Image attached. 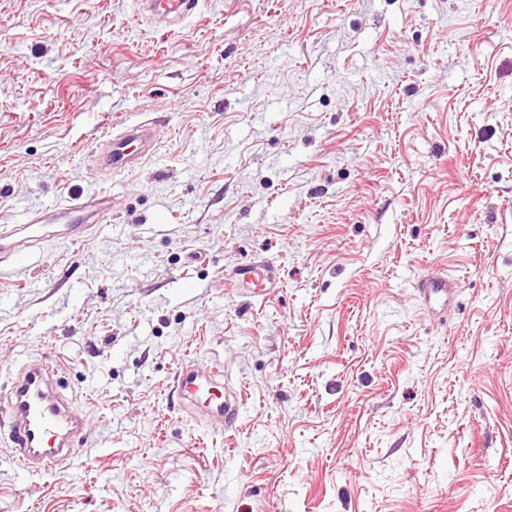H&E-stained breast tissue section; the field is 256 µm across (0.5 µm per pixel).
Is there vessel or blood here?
Here are the masks:
<instances>
[{
  "label": "vessel or blood",
  "instance_id": "1",
  "mask_svg": "<svg viewBox=\"0 0 512 512\" xmlns=\"http://www.w3.org/2000/svg\"><path fill=\"white\" fill-rule=\"evenodd\" d=\"M142 4L149 12L181 19L194 9L195 0H142ZM156 147L157 135L148 124L127 125L105 139L98 165L108 179L135 168ZM111 209L112 194L104 189L32 213L23 229L36 245L46 236L45 225L56 224L61 236L75 244L95 225L105 222ZM224 282L233 295L264 298L280 288L281 268L256 259L226 271ZM457 286L453 276L439 273L421 278L417 291L427 305L444 310ZM54 375V368L47 363L23 364L0 395L11 456L30 475L54 472L70 463L87 426L84 415L57 390ZM173 389L190 418L221 433L237 429L241 402L228 392L224 372L217 366L195 360L181 364L174 376Z\"/></svg>",
  "mask_w": 512,
  "mask_h": 512
}]
</instances>
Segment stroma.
<instances>
[{"label": "stroma", "instance_id": "stroma-1", "mask_svg": "<svg viewBox=\"0 0 512 512\" xmlns=\"http://www.w3.org/2000/svg\"><path fill=\"white\" fill-rule=\"evenodd\" d=\"M158 150L108 223L0 265V387L50 363L88 431L0 512H512V0H0V228ZM283 284L238 298L226 270ZM459 280L445 319L416 281ZM223 368L237 431L170 396ZM141 4L151 13L172 15L178 21L187 16L196 6L194 0H142ZM156 147L157 135L148 124L126 125L112 132L103 142L98 155L103 180H111L112 175L135 168L142 159L154 153ZM224 283L233 295L267 297L281 288V268L278 264L255 259L224 273Z\"/></svg>", "mask_w": 512, "mask_h": 512}]
</instances>
